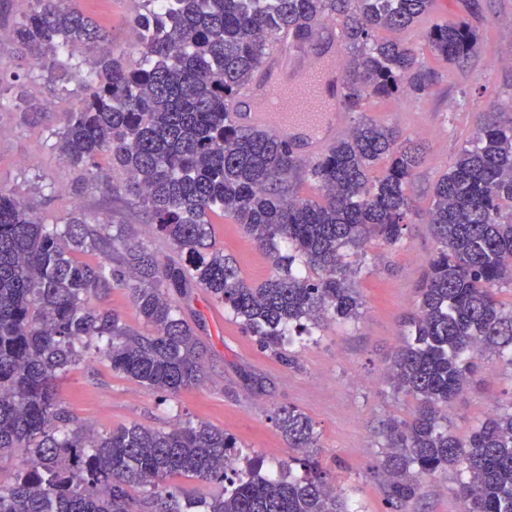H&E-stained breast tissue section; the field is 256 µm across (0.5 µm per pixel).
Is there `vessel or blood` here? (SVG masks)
I'll return each instance as SVG.
<instances>
[{"label": "vessel or blood", "instance_id": "1", "mask_svg": "<svg viewBox=\"0 0 512 512\" xmlns=\"http://www.w3.org/2000/svg\"><path fill=\"white\" fill-rule=\"evenodd\" d=\"M336 31L332 23L316 27L310 55L300 46L277 45L264 63L262 82L240 91L235 121L291 140L304 155L334 138L345 118Z\"/></svg>", "mask_w": 512, "mask_h": 512}]
</instances>
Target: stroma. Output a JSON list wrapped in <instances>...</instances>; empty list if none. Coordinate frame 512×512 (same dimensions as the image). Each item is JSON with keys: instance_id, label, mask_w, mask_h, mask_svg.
Listing matches in <instances>:
<instances>
[{"instance_id": "obj_1", "label": "stroma", "mask_w": 512, "mask_h": 512, "mask_svg": "<svg viewBox=\"0 0 512 512\" xmlns=\"http://www.w3.org/2000/svg\"><path fill=\"white\" fill-rule=\"evenodd\" d=\"M75 5L108 32L107 51L136 63L129 0H75ZM478 34L483 54L460 68L437 64L433 91L364 103L368 117L419 141L425 153L414 174L415 212L402 243L390 248L374 240L364 248L356 283L364 302L358 321L297 337L287 363L246 335L223 304L194 289L177 304L195 329L202 384L163 400L113 373L90 348L59 381L75 425L102 435L131 424L167 429L186 420L203 421L233 434L244 458L267 469L288 459V444L271 416L278 406L290 405L312 419L319 436L316 460L359 512H459L455 471L423 478L416 497L395 507L380 463L386 423L411 421L418 406L413 396L395 390L386 370L406 339L418 286L436 252L426 222L433 186L476 134L480 113L493 104L512 108V63L503 61L512 55V0H481ZM0 70L29 74L30 93L46 106L34 121L13 110L0 112V186L14 190L45 222L78 209L90 224L121 226L129 241L144 244L161 259L171 258V248L141 208L85 185L81 173L60 160L56 134L65 113L78 103L77 83L53 85L44 74L31 72L28 57L17 53L0 54ZM214 231L217 244L237 259L249 282L259 284L270 275L265 255L240 225L218 224ZM511 395L512 366L506 359H480L476 380L452 405V431L467 436L497 401Z\"/></svg>"}]
</instances>
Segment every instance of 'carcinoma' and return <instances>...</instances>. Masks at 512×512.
<instances>
[{
    "label": "carcinoma",
    "mask_w": 512,
    "mask_h": 512,
    "mask_svg": "<svg viewBox=\"0 0 512 512\" xmlns=\"http://www.w3.org/2000/svg\"><path fill=\"white\" fill-rule=\"evenodd\" d=\"M434 0H140L133 22L137 63L97 53L108 34L74 0H24L0 53H29L49 81L78 80L77 108L65 114L55 149L83 178L145 210L179 261L88 224L72 211L47 225L0 187V460L26 452L0 512H141L132 488L156 489L153 512H181L173 477L224 485L205 512H354L347 497L302 459L304 475L279 466L232 470L241 455L230 433L187 421L170 430L130 425L88 437L73 421L58 381L95 343L112 371L176 397L203 380L194 329L176 298L200 288L224 305L259 345L288 361L287 338L312 335L361 316L360 253L372 239L393 247L413 211L420 145L363 113L371 96L422 95L438 72L407 37ZM459 19L426 33L436 60L460 66L480 50L473 20L479 0H457ZM328 16L347 50L344 108L352 132L313 161L262 129L239 126L230 105L253 80L280 35L309 37ZM96 54L85 71L73 49ZM15 88L4 100V85ZM24 77L0 72V111L39 107ZM304 171L320 197L300 198L289 183ZM118 172V182L109 172ZM428 214L438 243L418 288L409 334L390 377L420 406L383 433L381 462L391 503L413 496L420 478L454 468L461 512H512V396L464 439L448 408L475 379L476 359L509 355L512 303V117L484 112L479 132L435 184ZM230 218L264 253L273 274L259 285L241 275L216 243L212 217ZM92 249L104 262L79 263ZM124 290L150 333L102 305ZM288 448H317L311 419L295 407L276 413Z\"/></svg>",
    "instance_id": "cac0c4a2"
}]
</instances>
